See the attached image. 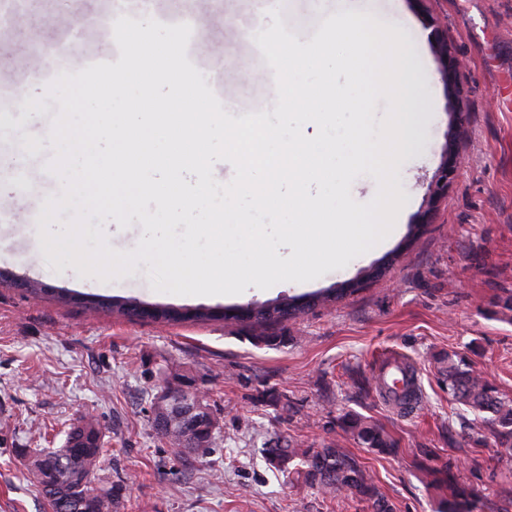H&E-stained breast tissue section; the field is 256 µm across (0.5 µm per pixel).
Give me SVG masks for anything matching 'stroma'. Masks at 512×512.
<instances>
[{
	"label": "stroma",
	"mask_w": 512,
	"mask_h": 512,
	"mask_svg": "<svg viewBox=\"0 0 512 512\" xmlns=\"http://www.w3.org/2000/svg\"><path fill=\"white\" fill-rule=\"evenodd\" d=\"M190 2L187 23L208 33L195 44L196 69L219 71L225 99L244 112L255 90L274 94L269 64L254 65L240 38L265 0ZM284 9L302 37L348 11L405 34L419 123L416 147L399 171L408 198L400 232L344 268L274 290L162 293L151 287L144 262L133 275L101 285L71 266L50 265L33 221L59 183L44 171L53 152L46 112L56 101L45 98L38 114L16 112L0 124V147L44 176L17 187L0 172V268L68 297L34 301L0 284V512H50L26 478L25 456L60 447L69 425L88 411L106 442L95 479L118 486L117 512H371L369 503L322 495L271 468L263 446L277 437L305 448L340 442L364 462L396 512H440L444 489L428 485L415 466L426 444L434 450L428 466L453 465L484 512H512L504 493L512 488V448L461 423L441 375L453 352L512 396V322L498 316L499 300L512 294V0H284ZM435 18L463 63L456 96L428 38ZM459 109L465 123L455 137L450 120ZM452 139L458 167L448 198L417 244L403 249ZM393 251L397 262L367 288L281 321L276 333L287 342L280 346L256 343L246 323L139 321L68 301L92 295L175 308L260 306L360 277ZM394 356L415 366L424 394L406 418L364 385ZM166 373L190 377L216 409L222 444L211 454L177 461L152 428L151 398ZM348 411L383 427L400 453L364 448L344 432L340 417Z\"/></svg>",
	"instance_id": "35a3bbf8"
}]
</instances>
